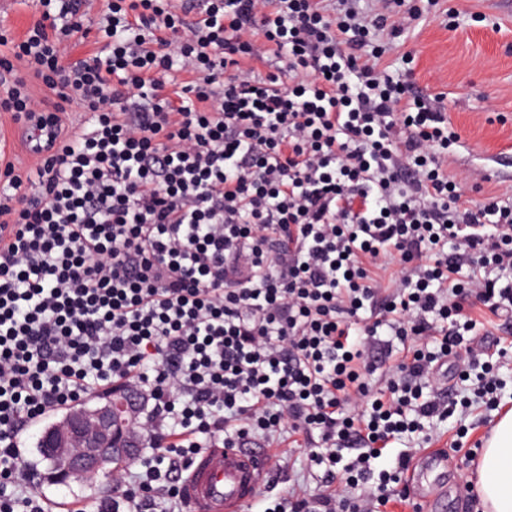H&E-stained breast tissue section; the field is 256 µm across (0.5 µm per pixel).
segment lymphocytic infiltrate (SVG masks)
Listing matches in <instances>:
<instances>
[{
	"label": "lymphocytic infiltrate",
	"instance_id": "lymphocytic-infiltrate-1",
	"mask_svg": "<svg viewBox=\"0 0 512 512\" xmlns=\"http://www.w3.org/2000/svg\"><path fill=\"white\" fill-rule=\"evenodd\" d=\"M14 47L55 102L0 61V110L53 129L35 166L0 168V512H48L22 487L19 435L112 384L151 404L129 512L182 503L202 448L252 433L311 440L330 489L265 512H378L405 496L377 443L455 410L439 371L486 349L470 312L512 313V203L476 202L442 169L458 135L378 66L371 27L415 14L382 0H43ZM95 38L102 49L70 60ZM286 58L259 76L244 59ZM69 104L88 127L65 128ZM458 242L449 251V242ZM397 258L391 287L371 274ZM415 350L365 381L386 337ZM434 394L423 398V386Z\"/></svg>",
	"mask_w": 512,
	"mask_h": 512
}]
</instances>
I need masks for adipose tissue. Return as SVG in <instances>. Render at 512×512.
Wrapping results in <instances>:
<instances>
[{
    "label": "adipose tissue",
    "instance_id": "adipose-tissue-1",
    "mask_svg": "<svg viewBox=\"0 0 512 512\" xmlns=\"http://www.w3.org/2000/svg\"><path fill=\"white\" fill-rule=\"evenodd\" d=\"M472 480L485 512H512V410L497 418Z\"/></svg>",
    "mask_w": 512,
    "mask_h": 512
}]
</instances>
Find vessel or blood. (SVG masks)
Masks as SVG:
<instances>
[{"label":"vessel or blood","mask_w":512,"mask_h":512,"mask_svg":"<svg viewBox=\"0 0 512 512\" xmlns=\"http://www.w3.org/2000/svg\"><path fill=\"white\" fill-rule=\"evenodd\" d=\"M273 474L269 452L260 448H208L189 464L182 491L190 512H244ZM407 497L418 512H445L443 482L424 483L409 464Z\"/></svg>","instance_id":"b4317fda"}]
</instances>
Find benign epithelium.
Instances as JSON below:
<instances>
[{"label":"benign epithelium","instance_id":"1","mask_svg":"<svg viewBox=\"0 0 512 512\" xmlns=\"http://www.w3.org/2000/svg\"><path fill=\"white\" fill-rule=\"evenodd\" d=\"M143 409L144 399L130 389L110 393L91 407L73 406L41 437L55 480L66 484L101 475L112 483V473L138 453Z\"/></svg>","mask_w":512,"mask_h":512}]
</instances>
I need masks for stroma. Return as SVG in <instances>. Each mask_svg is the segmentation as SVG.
I'll return each mask as SVG.
<instances>
[{"label":"stroma","mask_w":512,"mask_h":512,"mask_svg":"<svg viewBox=\"0 0 512 512\" xmlns=\"http://www.w3.org/2000/svg\"><path fill=\"white\" fill-rule=\"evenodd\" d=\"M416 8L409 35L396 39L386 30L371 32L373 43L384 50L383 65L419 94L443 101L448 123L460 136L448 153V175L480 185L481 197L512 199V0H418ZM43 13L42 0H0V32L21 41ZM11 44L0 45V58L12 59ZM480 330L503 335L498 319L489 315L483 316ZM506 338L507 355L492 358L500 381L498 408L479 404L466 415L426 421L422 433L388 443L373 462L375 470L390 469L406 449L418 460L430 449L443 448L449 492L466 484L476 440L489 435L500 412L512 409V334ZM248 445L267 449L274 468L248 512H263L295 490L323 491V472L308 460L302 436L284 434L271 443L255 435ZM36 491L50 507L61 505L67 512L78 504L90 510L112 494L98 476L67 486L45 482Z\"/></svg>","instance_id":"35a3bbf8"}]
</instances>
